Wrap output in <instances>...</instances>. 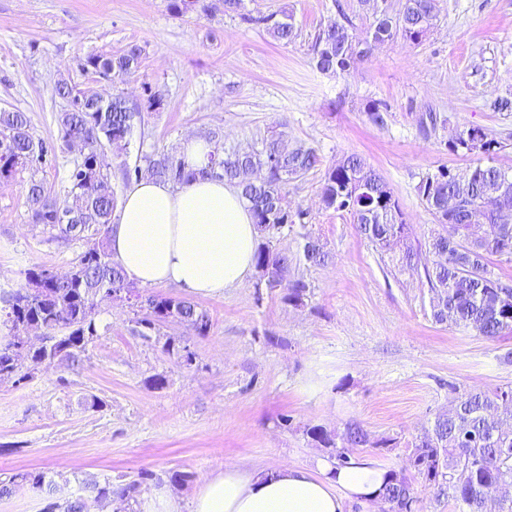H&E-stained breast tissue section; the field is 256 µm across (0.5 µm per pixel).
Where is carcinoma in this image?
I'll use <instances>...</instances> for the list:
<instances>
[{
    "instance_id": "cac0c4a2",
    "label": "carcinoma",
    "mask_w": 512,
    "mask_h": 512,
    "mask_svg": "<svg viewBox=\"0 0 512 512\" xmlns=\"http://www.w3.org/2000/svg\"><path fill=\"white\" fill-rule=\"evenodd\" d=\"M242 2L170 0V9L177 15L196 11L208 16L219 10L240 14ZM358 6L371 17L365 36H359L349 16L340 13V19L322 29L312 45V60L319 71H347L355 60L369 56L376 43L400 38L418 44L439 12L438 0H358ZM241 18L265 25L284 43L297 36L292 16L284 11L257 17L241 14ZM141 58L142 48L131 45L117 55L90 54L81 67L110 81L116 74L136 72ZM56 92L65 102L56 117L59 139L67 146L81 141L85 152L69 173L64 197L50 196L44 183L32 176L27 203L33 224L64 240L82 242L83 250L61 276L34 265L22 272L17 287L0 289V372L12 369L20 381L33 379L54 360L75 362L85 356L88 346L99 337L98 309L112 302L113 292L134 289L111 258L110 231L119 197L105 157L109 153L129 154L142 111L121 94L93 109L90 103L97 94L78 89L65 79L57 82ZM386 115L387 108L379 103L366 109L367 120L374 126H384ZM204 137L212 144L205 167L188 166L176 151H157L139 157L132 165L122 161L123 184L150 176L181 186L219 176L238 185L262 238L254 256L255 268L271 270L265 286L282 289L284 302L303 305L307 284L289 279L291 260L271 244V238L284 229L293 230L304 218V212L290 209L286 187L290 180L318 166L317 151L305 146L285 151L281 140L273 137L258 148L243 151L228 145L219 129L206 131ZM448 149L489 153L495 142L482 133L466 131L449 143ZM46 152L47 142L34 138L27 113L0 112V179L9 178L19 168L34 170L33 158ZM418 191L439 229L416 244L411 240L413 229L403 219L388 183L357 155L343 157L326 171L320 200L326 210L349 212L358 234L382 254L399 250L409 267L418 263L422 249L433 255L432 266L424 268V275L435 322L470 329L490 340L512 331V286L493 278L489 271L493 258H512V170L478 164L470 175L459 177L442 167L427 176ZM450 197L459 204L452 212L448 211ZM493 200L504 210L497 220L486 208ZM60 210L72 212L74 222L54 223ZM301 238L307 263L319 266L329 261V253L313 232H305ZM136 304L141 317L135 323L143 337L167 322L185 323L199 336L210 331L209 315L193 302L138 293ZM22 324L44 330L46 340L24 352L19 350L17 332ZM306 434L332 449L344 467L351 464L349 449L366 445L385 448L390 443L388 438L370 440L357 423L346 427L341 446L321 428H309ZM408 472L438 491L448 492L460 512H490L485 493L505 482L509 491L496 512H512V387L491 394L463 393L451 402L432 429L415 441L402 470L387 471L376 502L387 505L388 512H416L417 498ZM151 477L152 473L142 471L138 479L120 490L106 478L90 488L92 495L78 493L61 502L51 500L53 481L45 473L27 471L0 480V497L26 487L43 494L46 504L42 512H91L92 504L115 496L130 503L136 488Z\"/></svg>"
}]
</instances>
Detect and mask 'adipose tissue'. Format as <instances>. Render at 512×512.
<instances>
[{
    "instance_id": "obj_1",
    "label": "adipose tissue",
    "mask_w": 512,
    "mask_h": 512,
    "mask_svg": "<svg viewBox=\"0 0 512 512\" xmlns=\"http://www.w3.org/2000/svg\"><path fill=\"white\" fill-rule=\"evenodd\" d=\"M110 245L129 281L216 297L251 274L258 230L223 178L176 186L146 177L122 197ZM383 482V470L364 460L262 472L228 465L206 478L191 512H344L345 501L375 499Z\"/></svg>"
}]
</instances>
